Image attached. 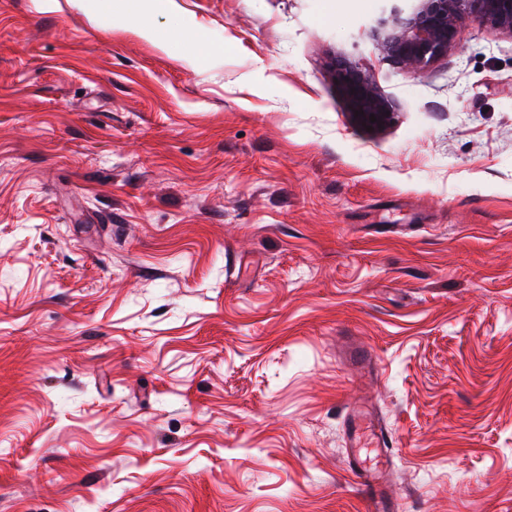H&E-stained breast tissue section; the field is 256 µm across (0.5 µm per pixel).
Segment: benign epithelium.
Wrapping results in <instances>:
<instances>
[{"instance_id":"7a95c632","label":"benign epithelium","mask_w":512,"mask_h":512,"mask_svg":"<svg viewBox=\"0 0 512 512\" xmlns=\"http://www.w3.org/2000/svg\"><path fill=\"white\" fill-rule=\"evenodd\" d=\"M472 24L512 34V0H414L410 7L392 3L363 28V35L387 64L419 72L461 44ZM329 70L357 124L376 130L391 122L395 101L358 59L338 56ZM357 111L362 115L355 116ZM372 115L374 122L369 120Z\"/></svg>"}]
</instances>
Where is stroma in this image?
I'll return each instance as SVG.
<instances>
[{"mask_svg": "<svg viewBox=\"0 0 512 512\" xmlns=\"http://www.w3.org/2000/svg\"><path fill=\"white\" fill-rule=\"evenodd\" d=\"M381 6L0 0V512H365L345 335L390 512H512V34L409 73ZM332 79L339 85L353 120L361 126H372L378 130L387 126L395 112V101L379 87L362 63L355 57L341 55L333 58L329 65ZM355 111L363 115L355 117ZM389 112V115H386ZM374 114L377 122H370ZM381 124V128H378ZM341 357L343 363L360 378L369 376L377 365L372 352L355 345L350 337L344 341Z\"/></svg>", "mask_w": 512, "mask_h": 512, "instance_id": "35a3bbf8", "label": "stroma"}]
</instances>
